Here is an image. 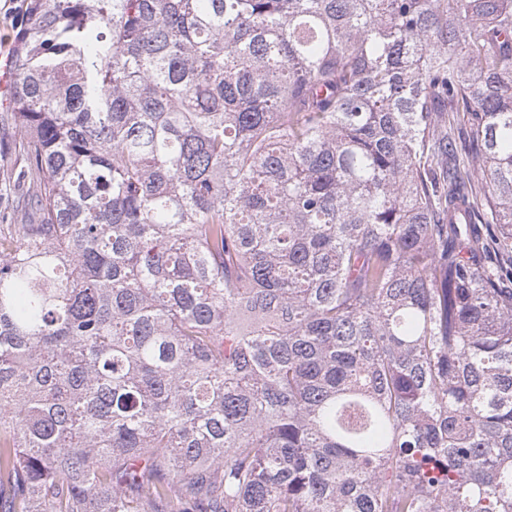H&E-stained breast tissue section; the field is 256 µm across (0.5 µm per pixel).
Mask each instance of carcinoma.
<instances>
[{"mask_svg": "<svg viewBox=\"0 0 512 512\" xmlns=\"http://www.w3.org/2000/svg\"><path fill=\"white\" fill-rule=\"evenodd\" d=\"M0 135V512H512V0H28Z\"/></svg>", "mask_w": 512, "mask_h": 512, "instance_id": "1", "label": "carcinoma"}]
</instances>
